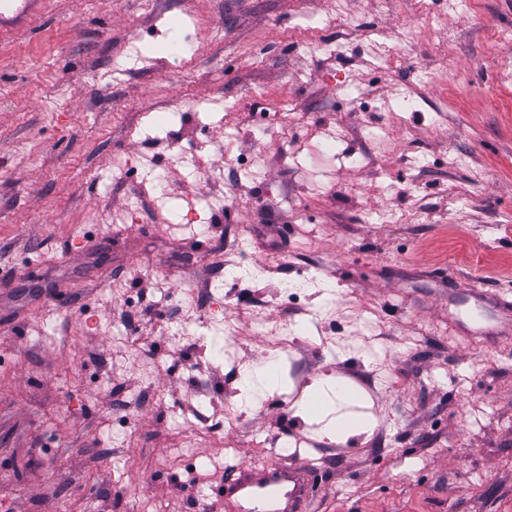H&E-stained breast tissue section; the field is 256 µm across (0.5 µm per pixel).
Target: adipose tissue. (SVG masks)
I'll list each match as a JSON object with an SVG mask.
<instances>
[{
  "label": "adipose tissue",
  "instance_id": "adipose-tissue-1",
  "mask_svg": "<svg viewBox=\"0 0 512 512\" xmlns=\"http://www.w3.org/2000/svg\"><path fill=\"white\" fill-rule=\"evenodd\" d=\"M364 391L345 381L326 379L306 388L296 401L299 412L307 415L320 431L330 437L352 429H367L373 424L369 415H352L351 407L366 406Z\"/></svg>",
  "mask_w": 512,
  "mask_h": 512
}]
</instances>
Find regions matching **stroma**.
<instances>
[{
  "label": "stroma",
  "mask_w": 512,
  "mask_h": 512,
  "mask_svg": "<svg viewBox=\"0 0 512 512\" xmlns=\"http://www.w3.org/2000/svg\"><path fill=\"white\" fill-rule=\"evenodd\" d=\"M476 288L512 302V0L0 20V512H233L273 463L315 471L303 512H512V321ZM257 311L294 361L254 395ZM328 376L374 379L372 430L297 411Z\"/></svg>",
  "instance_id": "1"
}]
</instances>
